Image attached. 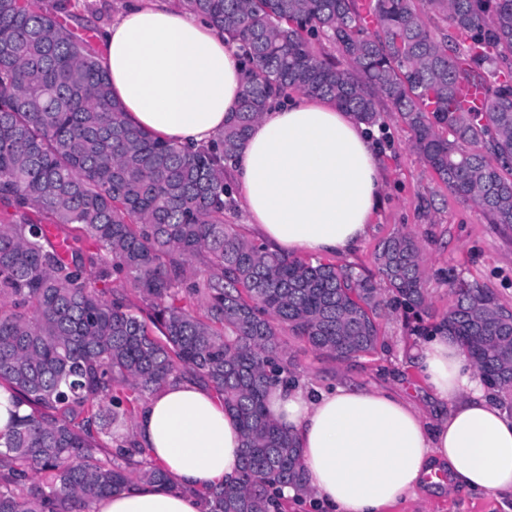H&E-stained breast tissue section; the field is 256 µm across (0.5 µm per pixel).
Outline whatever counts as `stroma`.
<instances>
[{
  "label": "stroma",
  "mask_w": 512,
  "mask_h": 512,
  "mask_svg": "<svg viewBox=\"0 0 512 512\" xmlns=\"http://www.w3.org/2000/svg\"><path fill=\"white\" fill-rule=\"evenodd\" d=\"M371 138L381 153L385 191L366 238L354 252L343 255V262L372 268L382 239L412 233L424 246V288L433 313L448 309L451 295L443 273L451 267L495 289L500 303L512 307V228L488 223L480 210L451 196L412 149L410 134L396 113L385 112L383 128H372ZM425 338L413 316L398 313L385 325L384 347L353 362L326 358L292 339L287 346L299 364L303 388H386L429 417L434 412L431 391L412 356ZM387 512H512V502L438 486L418 491Z\"/></svg>",
  "instance_id": "obj_1"
}]
</instances>
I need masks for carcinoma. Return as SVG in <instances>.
<instances>
[{"mask_svg":"<svg viewBox=\"0 0 512 512\" xmlns=\"http://www.w3.org/2000/svg\"><path fill=\"white\" fill-rule=\"evenodd\" d=\"M77 2L0 0V387L30 408L0 431V512H90L167 481L132 422L185 378L242 431L239 481L206 493L209 512H283V489L307 493L266 407L296 383L283 336L342 362L375 352L384 320L427 309L423 249L390 236L373 273L273 253L226 222L224 161L273 95L327 99L369 127L382 100L448 192L511 228L512 0H373L369 23L361 0H177L243 52L241 99L197 151L127 121L95 36L71 24ZM462 83L487 85L486 111L454 107ZM448 288L433 330L511 396L512 311L453 268Z\"/></svg>","mask_w":512,"mask_h":512,"instance_id":"carcinoma-1","label":"carcinoma"}]
</instances>
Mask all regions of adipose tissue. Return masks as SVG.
I'll return each mask as SVG.
<instances>
[{"mask_svg": "<svg viewBox=\"0 0 512 512\" xmlns=\"http://www.w3.org/2000/svg\"><path fill=\"white\" fill-rule=\"evenodd\" d=\"M100 40L112 93L131 123L173 142L211 145L243 91L236 46L222 29L169 0H124ZM230 168L249 224L280 254L352 252L384 189L366 127L307 96L264 112ZM415 361L445 409L433 423L384 390L271 393L269 413L296 434L308 490L330 512H385L438 471L449 487L512 499V417L474 362L445 333L429 337ZM133 431L173 482L110 495L94 512H207L199 491L241 471L237 421L195 382L156 392Z\"/></svg>", "mask_w": 512, "mask_h": 512, "instance_id": "adipose-tissue-1", "label": "adipose tissue"}]
</instances>
